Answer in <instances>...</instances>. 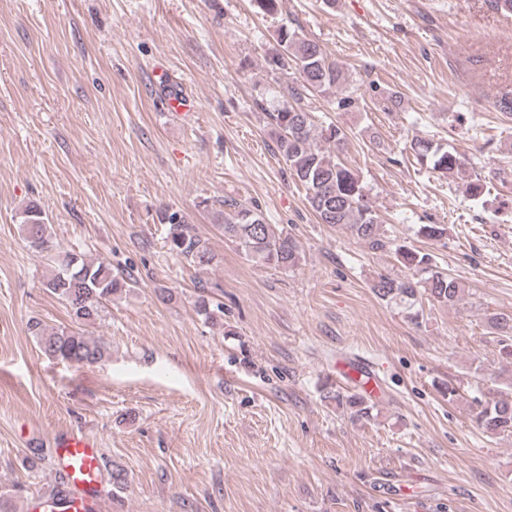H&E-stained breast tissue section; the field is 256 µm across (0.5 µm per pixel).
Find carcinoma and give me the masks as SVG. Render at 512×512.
Segmentation results:
<instances>
[{"label": "carcinoma", "instance_id": "obj_1", "mask_svg": "<svg viewBox=\"0 0 512 512\" xmlns=\"http://www.w3.org/2000/svg\"><path fill=\"white\" fill-rule=\"evenodd\" d=\"M264 61L270 72L292 77L281 103L269 108L260 104L258 108L265 113L278 154L293 178L305 188L312 211L321 223L348 229L373 250L390 248L395 259L411 271L404 278L378 275L372 280L374 294L383 301L404 305L413 319L419 318L414 307L422 293L443 305L459 302L465 294L464 285L438 270L430 254L387 240L366 200L360 176L340 158L345 133L333 123L316 125L304 108L308 97L347 82L343 68L328 60L317 41L288 26L277 30L275 45L266 53ZM407 150L429 163L434 171L450 176L466 171L461 155L432 140L414 138ZM231 207L233 210L223 217L224 238L236 244L246 257L286 271L299 265L300 245L288 231L266 223L254 206L233 203ZM20 219L30 245L44 252L48 260L44 289L65 304L76 324L74 328L50 330L41 320L33 318L27 326L29 335L42 353L56 360L78 366L104 361L107 345L87 336L83 327L102 320L105 304L112 296L131 290L137 281L129 275L118 277L112 273V265L103 259L89 261L72 251L56 250L50 225L39 205L25 206ZM157 220L168 225L170 250L194 266L213 263L215 255L209 243L189 233L183 215L164 209L158 212ZM197 309L212 322L224 317V304L204 296L197 301ZM488 324L489 334L495 336L502 357L512 359V314L496 313ZM325 399L349 411L356 421L374 418V405L358 391L338 388L326 392ZM476 422L483 432L492 436L512 432V397L502 392L487 397L480 404Z\"/></svg>", "mask_w": 512, "mask_h": 512}]
</instances>
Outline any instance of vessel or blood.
I'll return each instance as SVG.
<instances>
[{"label": "vessel or blood", "instance_id": "1", "mask_svg": "<svg viewBox=\"0 0 512 512\" xmlns=\"http://www.w3.org/2000/svg\"><path fill=\"white\" fill-rule=\"evenodd\" d=\"M52 464L65 481V491L32 496L26 502L25 512H100L99 493L105 470L95 444L83 436H58Z\"/></svg>", "mask_w": 512, "mask_h": 512}]
</instances>
